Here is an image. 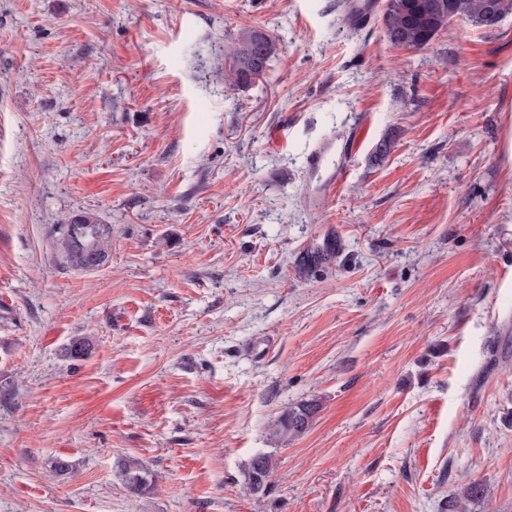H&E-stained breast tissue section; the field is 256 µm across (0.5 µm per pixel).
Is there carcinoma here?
Here are the masks:
<instances>
[{
	"mask_svg": "<svg viewBox=\"0 0 512 512\" xmlns=\"http://www.w3.org/2000/svg\"><path fill=\"white\" fill-rule=\"evenodd\" d=\"M492 8L505 17L512 13V0H391V4L384 6L382 21L392 45L421 49L432 42L450 19L464 18L480 26ZM277 51V42L265 33L244 30L224 43V65L217 66L216 71H224V81L244 89L264 76ZM54 234L61 262L75 271L89 270L88 263L94 256L107 261L112 250L110 228L99 223L93 214L62 218ZM318 408L313 400L288 405L269 424V437L279 443L301 437L310 427ZM273 470L274 457L271 454H258L250 459L245 476L247 489L252 495L259 499L270 495ZM124 477L128 487L135 492L153 482L151 473L134 462L124 466ZM484 494L483 484L467 483L452 502L451 512H467L469 503L481 499Z\"/></svg>",
	"mask_w": 512,
	"mask_h": 512,
	"instance_id": "carcinoma-1",
	"label": "carcinoma"
}]
</instances>
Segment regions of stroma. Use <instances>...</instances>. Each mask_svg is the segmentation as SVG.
Returning a JSON list of instances; mask_svg holds the SVG:
<instances>
[{
	"instance_id": "1",
	"label": "stroma",
	"mask_w": 512,
	"mask_h": 512,
	"mask_svg": "<svg viewBox=\"0 0 512 512\" xmlns=\"http://www.w3.org/2000/svg\"><path fill=\"white\" fill-rule=\"evenodd\" d=\"M346 10L0 0V512H444L473 480L469 512H512V14L414 50ZM246 29L278 53L235 90ZM361 122L307 206L309 151ZM84 213L112 227L92 272L51 238ZM325 224L343 254L306 269ZM278 51V44L265 33L244 30L224 43V81L244 89L260 80ZM318 408L319 405L313 400L289 404L269 424V437L279 443L301 437L310 427ZM274 470V457L263 453L253 456L246 469V484L249 492L257 498L268 497L272 490L270 477ZM123 470L126 484L134 492L142 491L153 482L151 473L134 462L126 464Z\"/></svg>"
}]
</instances>
